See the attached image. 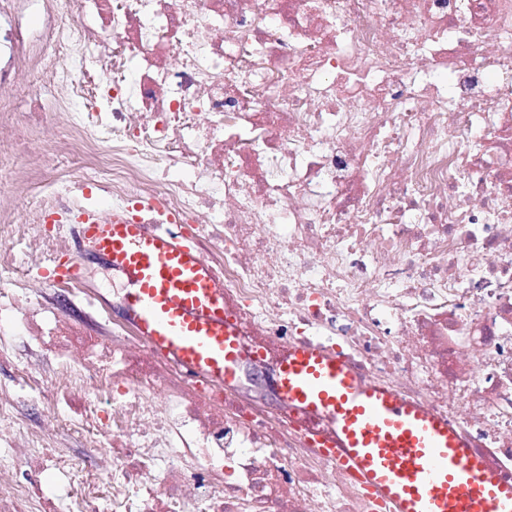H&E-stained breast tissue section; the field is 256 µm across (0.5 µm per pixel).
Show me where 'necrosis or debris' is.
Returning <instances> with one entry per match:
<instances>
[{
	"mask_svg": "<svg viewBox=\"0 0 512 512\" xmlns=\"http://www.w3.org/2000/svg\"><path fill=\"white\" fill-rule=\"evenodd\" d=\"M22 67L39 92L0 123L17 166L76 110L66 173L0 224V512H55L45 473L66 512H396L324 452L327 419L244 396L246 366L297 344L512 477V0H0V97ZM89 188L204 257L237 376L189 377L136 325L105 341L43 302ZM31 395L86 454L27 423ZM65 121L64 116H57L55 120L37 128L32 135L34 143L44 153L50 154L54 150L62 132Z\"/></svg>",
	"mask_w": 512,
	"mask_h": 512,
	"instance_id": "necrosis-or-debris-1",
	"label": "necrosis or debris"
}]
</instances>
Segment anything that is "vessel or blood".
<instances>
[{
    "label": "vessel or blood",
    "instance_id": "vessel-or-blood-1",
    "mask_svg": "<svg viewBox=\"0 0 512 512\" xmlns=\"http://www.w3.org/2000/svg\"><path fill=\"white\" fill-rule=\"evenodd\" d=\"M80 241L134 283L135 322L154 350L194 376L234 377L239 342L224 297L195 249L141 224L91 221ZM288 404L335 423L325 448L357 469L399 512H512V481L486 470L447 421L364 384L342 358L292 347L279 375Z\"/></svg>",
    "mask_w": 512,
    "mask_h": 512
}]
</instances>
